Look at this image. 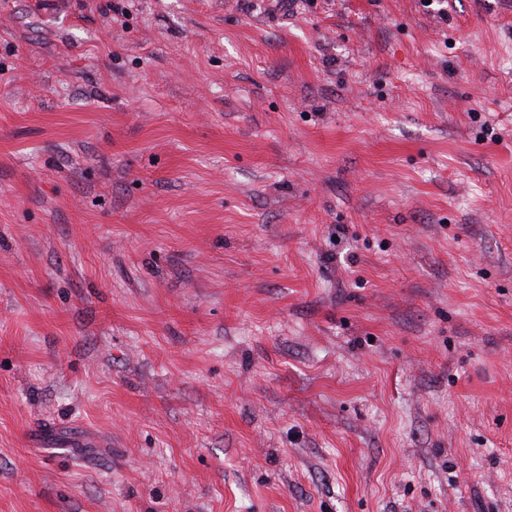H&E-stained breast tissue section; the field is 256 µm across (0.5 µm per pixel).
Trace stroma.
Listing matches in <instances>:
<instances>
[{"mask_svg":"<svg viewBox=\"0 0 512 512\" xmlns=\"http://www.w3.org/2000/svg\"><path fill=\"white\" fill-rule=\"evenodd\" d=\"M0 512H512V0H0Z\"/></svg>","mask_w":512,"mask_h":512,"instance_id":"35a3bbf8","label":"stroma"}]
</instances>
